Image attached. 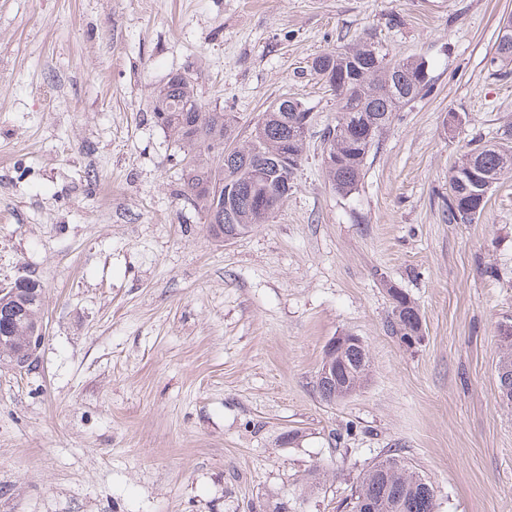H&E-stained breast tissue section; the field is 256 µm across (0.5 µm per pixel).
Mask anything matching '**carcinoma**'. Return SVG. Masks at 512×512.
I'll return each instance as SVG.
<instances>
[{"label": "carcinoma", "mask_w": 512, "mask_h": 512, "mask_svg": "<svg viewBox=\"0 0 512 512\" xmlns=\"http://www.w3.org/2000/svg\"><path fill=\"white\" fill-rule=\"evenodd\" d=\"M511 62L512 38L501 36L490 64ZM313 68L336 96L340 116L323 131L324 165L333 189L346 196L357 189L367 157L378 146L394 112L430 91L428 67L422 59H393L379 43L363 37L319 56ZM152 105L157 122L171 132L181 152L182 196L204 214L213 239L223 243L248 233L255 225L267 223L288 201L309 132L304 123L308 109L299 100L275 101L243 142L235 135L236 116L203 107L186 76L170 77L154 94ZM471 170L492 184L512 170V128L504 129L498 142L475 144L455 162L446 209L450 224L471 223L486 208L483 204L473 212L475 204L463 178ZM259 183L272 189L263 204L257 202ZM40 287V281L26 278L16 296L15 307L25 309L27 319L8 320L0 312V331L13 336L16 347L26 341L39 314L30 289ZM386 329L401 341L421 335L419 310L406 293L392 300ZM498 338L500 397L512 406V334ZM330 358L336 374L316 382V387L322 399L336 401L364 384L371 359L360 340L337 348ZM346 508L349 512H435V491L393 453L359 476Z\"/></svg>", "instance_id": "1"}]
</instances>
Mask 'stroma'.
Here are the masks:
<instances>
[{
  "label": "stroma",
  "instance_id": "obj_1",
  "mask_svg": "<svg viewBox=\"0 0 512 512\" xmlns=\"http://www.w3.org/2000/svg\"><path fill=\"white\" fill-rule=\"evenodd\" d=\"M510 19L512 0H0V284L45 289L35 368L0 361V512H339L393 450L436 512H512V172L479 220L443 214L455 160L512 125V74L489 64ZM366 35L426 60L433 90L341 196L313 62ZM175 74L242 138L281 97L311 113L292 195L227 243L180 196L152 112ZM392 287L415 346L385 331ZM347 334L371 372L329 403L316 377ZM399 297L392 300V310L386 320V329L390 335L398 337L400 342L406 337L405 346L412 347L420 342L421 317L419 310L410 297L400 290ZM502 334L512 331L511 322H503L499 326ZM500 358L497 369L498 385L502 402L512 406V333L508 336L498 334Z\"/></svg>",
  "mask_w": 512,
  "mask_h": 512
}]
</instances>
